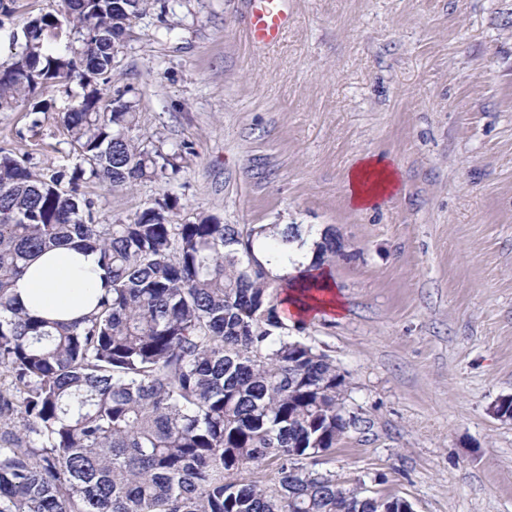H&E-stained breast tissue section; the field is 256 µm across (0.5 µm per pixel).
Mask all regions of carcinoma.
<instances>
[{"mask_svg":"<svg viewBox=\"0 0 512 512\" xmlns=\"http://www.w3.org/2000/svg\"><path fill=\"white\" fill-rule=\"evenodd\" d=\"M155 2L64 0L12 34L20 50L0 65V112L35 115L38 90L61 89L79 157L36 169L0 148V512H384L392 496L302 467L361 419L346 416L345 375L281 316L288 277L274 267L299 226L269 239L278 225L181 222L167 191L101 224L80 193L168 183L187 161L135 134L130 90L101 89ZM67 245L99 253L94 310L73 323L24 312L15 280ZM313 246L318 264L335 262L336 237Z\"/></svg>","mask_w":512,"mask_h":512,"instance_id":"carcinoma-1","label":"carcinoma"}]
</instances>
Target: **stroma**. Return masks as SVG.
Wrapping results in <instances>:
<instances>
[{"mask_svg":"<svg viewBox=\"0 0 512 512\" xmlns=\"http://www.w3.org/2000/svg\"><path fill=\"white\" fill-rule=\"evenodd\" d=\"M15 0L10 34L61 10ZM135 20L114 77L140 101L142 137L191 153L175 180L81 191L100 220H126L163 192L180 217L330 226L344 303L288 327L344 373L359 416L328 454L306 460L415 512H512V0H292L288 29L250 44L245 0H172ZM30 131L28 105L0 112V147L37 166L74 165L64 100ZM396 169L377 205L350 204L364 157Z\"/></svg>","mask_w":512,"mask_h":512,"instance_id":"stroma-1","label":"stroma"}]
</instances>
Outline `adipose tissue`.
Listing matches in <instances>:
<instances>
[{
	"label": "adipose tissue",
	"instance_id": "ef3b65f1",
	"mask_svg": "<svg viewBox=\"0 0 512 512\" xmlns=\"http://www.w3.org/2000/svg\"><path fill=\"white\" fill-rule=\"evenodd\" d=\"M348 196L355 208L376 204L397 186L394 169L382 159L368 157L347 178ZM296 260L290 273L296 285L285 301L284 315L302 322L321 314H340L343 302L327 268L313 267V254L292 244ZM101 287L98 255L91 251L59 248L47 251L29 263L16 280L14 294L19 307L48 319L75 321L95 306Z\"/></svg>",
	"mask_w": 512,
	"mask_h": 512
}]
</instances>
